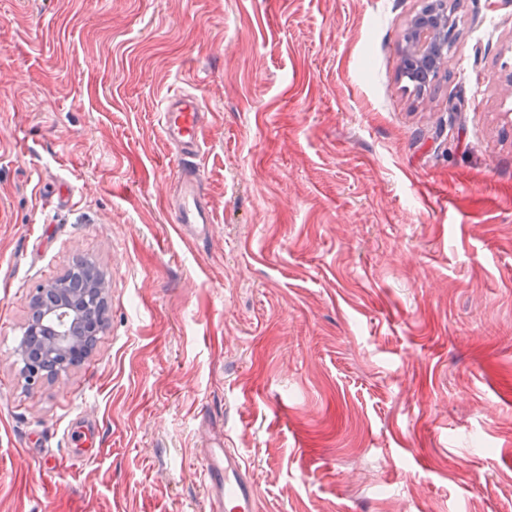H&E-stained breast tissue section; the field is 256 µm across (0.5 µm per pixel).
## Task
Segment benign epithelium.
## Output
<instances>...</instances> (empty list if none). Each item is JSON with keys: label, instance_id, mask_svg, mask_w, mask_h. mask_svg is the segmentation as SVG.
<instances>
[{"label": "benign epithelium", "instance_id": "obj_1", "mask_svg": "<svg viewBox=\"0 0 512 512\" xmlns=\"http://www.w3.org/2000/svg\"><path fill=\"white\" fill-rule=\"evenodd\" d=\"M457 22L443 12L434 0L423 6L409 20L406 31L412 35L413 48L406 58L419 70L420 77H430L440 58L450 53L456 42ZM32 301L23 336L35 343L22 344L17 355L21 374L28 388L40 384L39 368L52 362L65 367L79 363L91 353V343L82 335V314L73 305V291L67 282L57 279L40 289Z\"/></svg>", "mask_w": 512, "mask_h": 512}]
</instances>
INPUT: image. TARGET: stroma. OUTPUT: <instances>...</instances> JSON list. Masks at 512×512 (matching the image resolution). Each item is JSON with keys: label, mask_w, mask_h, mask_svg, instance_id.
I'll return each instance as SVG.
<instances>
[{"label": "stroma", "mask_w": 512, "mask_h": 512, "mask_svg": "<svg viewBox=\"0 0 512 512\" xmlns=\"http://www.w3.org/2000/svg\"><path fill=\"white\" fill-rule=\"evenodd\" d=\"M419 8L0 0V512H208L218 437L260 512H512V0H458L424 97ZM181 91L210 109L195 245ZM77 255L107 326L26 389L30 298ZM207 120L208 111L199 97L191 92L169 95L159 115L163 136L173 149L172 158L178 167L171 202L173 222L193 242L207 241L213 227L199 162Z\"/></svg>", "instance_id": "1"}]
</instances>
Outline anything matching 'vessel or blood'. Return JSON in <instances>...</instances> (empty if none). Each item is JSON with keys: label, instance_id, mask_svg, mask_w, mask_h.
<instances>
[{"label": "vessel or blood", "instance_id": "1", "mask_svg": "<svg viewBox=\"0 0 512 512\" xmlns=\"http://www.w3.org/2000/svg\"><path fill=\"white\" fill-rule=\"evenodd\" d=\"M207 120V110L191 92L169 95L159 115L162 133L178 167L171 202L173 221L195 242L207 241L213 224L199 162ZM202 479L208 512H260L257 485L234 449L221 445L205 449Z\"/></svg>", "mask_w": 512, "mask_h": 512}]
</instances>
